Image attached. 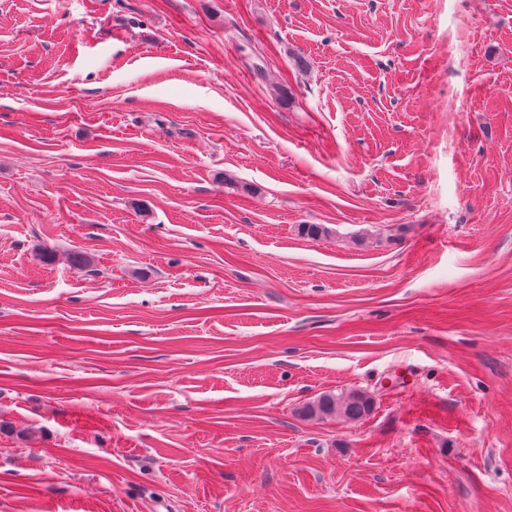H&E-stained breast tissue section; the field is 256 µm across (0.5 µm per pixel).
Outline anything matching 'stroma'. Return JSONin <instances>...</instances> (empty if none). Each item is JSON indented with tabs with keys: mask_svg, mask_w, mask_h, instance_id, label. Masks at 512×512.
Returning a JSON list of instances; mask_svg holds the SVG:
<instances>
[{
	"mask_svg": "<svg viewBox=\"0 0 512 512\" xmlns=\"http://www.w3.org/2000/svg\"><path fill=\"white\" fill-rule=\"evenodd\" d=\"M0 512H512V0H0ZM448 73H463L469 67V56L467 52L456 43L451 31L448 33ZM374 408L373 398L358 390L328 393L320 396L303 408L305 416L310 418H326L341 415L352 421H360L369 416Z\"/></svg>",
	"mask_w": 512,
	"mask_h": 512,
	"instance_id": "stroma-1",
	"label": "stroma"
}]
</instances>
